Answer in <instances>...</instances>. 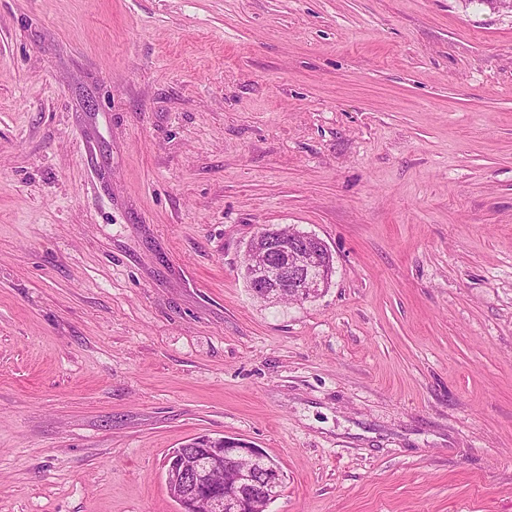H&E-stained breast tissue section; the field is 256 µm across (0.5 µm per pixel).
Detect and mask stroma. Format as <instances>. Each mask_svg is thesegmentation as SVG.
Masks as SVG:
<instances>
[{
    "instance_id": "35a3bbf8",
    "label": "stroma",
    "mask_w": 512,
    "mask_h": 512,
    "mask_svg": "<svg viewBox=\"0 0 512 512\" xmlns=\"http://www.w3.org/2000/svg\"><path fill=\"white\" fill-rule=\"evenodd\" d=\"M202 434L269 512H512V13L0 0V512H179ZM324 242L313 234L298 232L284 238L277 228H266L246 246L243 275L257 298L282 301L284 293L305 300L325 288L330 271L319 265ZM322 275L315 276L320 268Z\"/></svg>"
}]
</instances>
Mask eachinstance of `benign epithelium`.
I'll return each instance as SVG.
<instances>
[{
	"label": "benign epithelium",
	"instance_id": "obj_1",
	"mask_svg": "<svg viewBox=\"0 0 512 512\" xmlns=\"http://www.w3.org/2000/svg\"><path fill=\"white\" fill-rule=\"evenodd\" d=\"M324 249V242L313 234L297 231L285 238L279 229L266 228L246 246L244 278L253 295L263 300L278 302L285 293L314 298L330 277V271L319 265ZM318 268L322 269L319 277L315 276ZM196 450L208 455L205 465L199 467L185 458L173 465L181 512H196L202 502L208 512H267L278 497L284 473L279 467L255 472L265 461L259 449L226 437L222 448L201 442ZM221 473L233 482L234 495L224 496V486L216 482Z\"/></svg>",
	"mask_w": 512,
	"mask_h": 512
}]
</instances>
